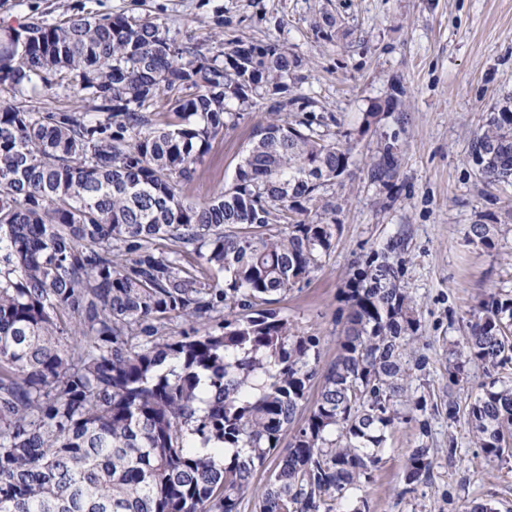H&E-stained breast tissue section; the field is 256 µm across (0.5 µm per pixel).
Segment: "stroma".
I'll return each instance as SVG.
<instances>
[{
	"instance_id": "stroma-1",
	"label": "stroma",
	"mask_w": 512,
	"mask_h": 512,
	"mask_svg": "<svg viewBox=\"0 0 512 512\" xmlns=\"http://www.w3.org/2000/svg\"><path fill=\"white\" fill-rule=\"evenodd\" d=\"M109 14L149 19L176 43L272 44L297 67L283 92L261 88L236 125L211 143L189 185L201 201L229 184L253 130L271 105L312 121L351 151L347 172L323 190L338 202L323 267L276 303L299 332L319 337L321 367L335 359L348 308L343 291L358 265L389 253L415 301L408 351L423 368L412 386L426 411L397 421L364 496L370 512H512V457L489 460L465 417L448 418V396L476 395L488 379L466 365L448 381L454 344L479 301L512 294V185H486L469 158L474 135L512 98V0H0V29L30 19ZM397 148L398 175L372 182L364 163ZM505 224L492 247L471 225ZM432 448L427 478L403 492L418 445ZM455 456H447V447Z\"/></svg>"
}]
</instances>
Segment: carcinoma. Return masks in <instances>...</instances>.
Here are the masks:
<instances>
[{
	"label": "carcinoma",
	"instance_id": "cac0c4a2",
	"mask_svg": "<svg viewBox=\"0 0 512 512\" xmlns=\"http://www.w3.org/2000/svg\"><path fill=\"white\" fill-rule=\"evenodd\" d=\"M291 70L271 44L208 57L123 16L0 32V512L368 509L351 503L399 407L425 410L404 367L414 301L388 260L357 269L312 402L319 337L268 308L322 267L337 205L320 190L350 150L274 110L229 185L185 193L233 106ZM60 89L95 113L32 105ZM471 158L486 184H512L511 107ZM366 166L397 175L386 153ZM470 231L490 247L502 225ZM178 319L195 334L174 335ZM453 355L452 379L511 369L512 297L482 299ZM467 415L487 457L512 456V385L481 386ZM431 465L412 449L403 491Z\"/></svg>",
	"mask_w": 512,
	"mask_h": 512
}]
</instances>
